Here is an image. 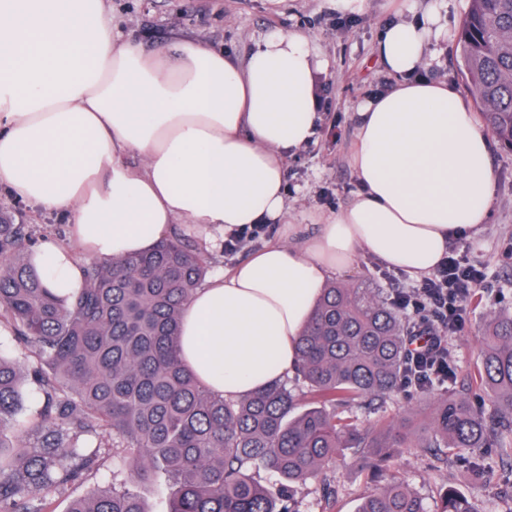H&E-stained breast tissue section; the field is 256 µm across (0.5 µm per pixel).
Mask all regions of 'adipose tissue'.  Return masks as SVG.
I'll return each mask as SVG.
<instances>
[{
	"label": "adipose tissue",
	"instance_id": "ef3b65f1",
	"mask_svg": "<svg viewBox=\"0 0 512 512\" xmlns=\"http://www.w3.org/2000/svg\"><path fill=\"white\" fill-rule=\"evenodd\" d=\"M447 37L437 0L386 22L377 59L395 83L356 114L359 189L304 234L286 221V169L316 133L327 71L308 36L270 32L241 61L180 37L146 49L114 32L105 0H0V186L67 216L69 243L35 252L61 296L82 288L83 255H141L176 226L220 248L243 225H280L183 312L184 362L239 399L294 374L316 300L360 254L421 278L487 224L492 135L462 89L423 74Z\"/></svg>",
	"mask_w": 512,
	"mask_h": 512
}]
</instances>
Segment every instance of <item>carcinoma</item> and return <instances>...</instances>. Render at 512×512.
Masks as SVG:
<instances>
[{"label": "carcinoma", "mask_w": 512, "mask_h": 512, "mask_svg": "<svg viewBox=\"0 0 512 512\" xmlns=\"http://www.w3.org/2000/svg\"><path fill=\"white\" fill-rule=\"evenodd\" d=\"M462 74L483 124L512 149V0H469L458 38ZM34 229L0 216V326L26 348L0 354V512H55L54 498L129 461L120 487L74 499L67 512H151L142 496L168 479L167 512H296L294 485L322 479L344 448L381 472L393 448H428L440 464L481 448L512 462V311L486 321L467 387L427 405L429 431L404 421L358 427L354 410L402 386L416 326L381 289L332 284L298 340L295 378L226 400L183 363L184 306L207 274L204 255L178 237L149 253L83 266L66 297L45 284L28 242ZM38 404L23 414V390ZM486 396L489 416L472 403ZM275 478L263 484L259 470ZM358 512H428L409 482L391 476ZM435 512H476L454 489Z\"/></svg>", "instance_id": "cac0c4a2"}]
</instances>
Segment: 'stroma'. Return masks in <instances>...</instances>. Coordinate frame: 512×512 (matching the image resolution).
<instances>
[{
  "mask_svg": "<svg viewBox=\"0 0 512 512\" xmlns=\"http://www.w3.org/2000/svg\"><path fill=\"white\" fill-rule=\"evenodd\" d=\"M448 6V39L437 48V59L428 73L457 86L466 81L460 71L458 32L468 0H445ZM109 16L116 32L145 48L167 45L182 35L245 56L268 32L300 31L309 36L328 72L316 93L320 99V123L315 141L289 159L287 169L291 224H316L323 216L347 204L357 190L349 163L354 115L372 93L389 88L394 79L379 65L375 46L383 24L395 16H409L408 0H366L359 14H339L330 0H108ZM491 161L496 183L490 200L491 218L476 236L457 243L468 262L481 269L484 280L466 303L462 329L448 336V360L465 383L479 355L487 318L512 309V151L493 144ZM0 213L17 224L36 225L34 246L48 240H65L69 226L64 218L39 213L0 188ZM442 387L423 390L407 386L375 410L359 412L361 427L418 418L425 402L440 398ZM392 464L408 477L411 488L434 512L439 492L455 488L474 503L477 512H512V465L502 462L495 449L481 453L480 471H472L465 458L438 466L422 448L395 449ZM339 495L325 503L316 481L300 485L295 495L298 512H357L376 480L357 464L354 449H345L333 471Z\"/></svg>",
  "mask_w": 512,
  "mask_h": 512,
  "instance_id": "stroma-1",
  "label": "stroma"
}]
</instances>
